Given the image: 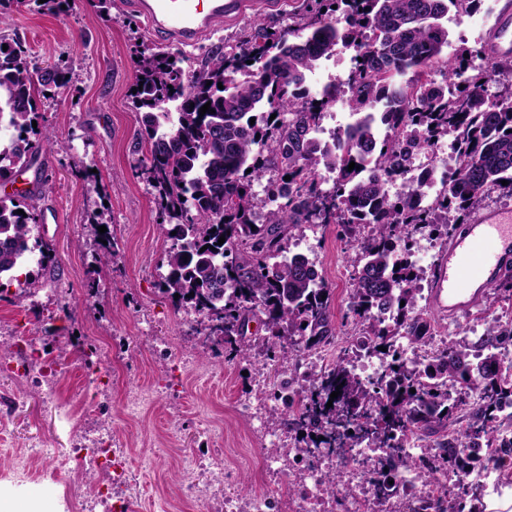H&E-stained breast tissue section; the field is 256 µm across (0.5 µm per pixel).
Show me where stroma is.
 Returning a JSON list of instances; mask_svg holds the SVG:
<instances>
[{"label":"stroma","instance_id":"stroma-1","mask_svg":"<svg viewBox=\"0 0 512 512\" xmlns=\"http://www.w3.org/2000/svg\"><path fill=\"white\" fill-rule=\"evenodd\" d=\"M301 3L249 0L241 13L225 18L183 52L197 60L236 42L259 21L277 29L297 25ZM503 5L504 0H485L469 23L449 24L450 48L483 42ZM115 15L112 22L98 21L89 0H73L64 13L40 10L36 0L0 5V35L19 38L38 66L51 64L71 77L41 108L39 123L53 131V147L16 182L20 189L41 184V211L57 218L35 224L31 232L49 246L56 269L30 291L12 287L0 293V334L38 336L55 351L78 335L105 337L106 351L120 365L99 375L107 409L90 416L87 425L108 428L114 445L123 449L135 476L128 489L131 501L139 512H208L212 502L228 495L251 498L255 466L280 444H300L292 425L267 413L257 420L236 410L256 388L276 392L296 366L202 351L187 334L194 310L175 308L162 293L166 243L154 192L137 174L131 145L140 123L129 97L134 50L156 40L127 0H117ZM100 221L113 226L118 239L119 249L107 262L95 244ZM294 238L307 241V255L330 290L337 336L321 352L332 362L356 329L350 313L356 252L331 226L305 225ZM82 385L81 374L71 373L54 404L40 390L23 389L0 374V414L8 418L0 432V449L7 451L0 466H10L13 453L44 445L66 455L71 438L59 409ZM202 446L221 448L229 473L225 483L213 484L206 472L195 471L194 481L209 487L208 500L195 503L181 494L186 477L180 459ZM49 467L40 461L37 473L14 493L0 492V512H54L63 488L45 477Z\"/></svg>","mask_w":512,"mask_h":512}]
</instances>
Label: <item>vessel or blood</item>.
<instances>
[{
  "label": "vessel or blood",
  "instance_id": "vessel-or-blood-1",
  "mask_svg": "<svg viewBox=\"0 0 512 512\" xmlns=\"http://www.w3.org/2000/svg\"><path fill=\"white\" fill-rule=\"evenodd\" d=\"M161 41L195 44L225 16L239 12L243 0H129ZM489 50L512 52V11H501L490 33ZM512 266V211L493 207L458 226L438 263L433 308L456 316L486 302L490 288Z\"/></svg>",
  "mask_w": 512,
  "mask_h": 512
}]
</instances>
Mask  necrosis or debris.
<instances>
[{"label": "necrosis or debris", "instance_id": "necrosis-or-debris-1", "mask_svg": "<svg viewBox=\"0 0 512 512\" xmlns=\"http://www.w3.org/2000/svg\"><path fill=\"white\" fill-rule=\"evenodd\" d=\"M455 142L438 138L430 143L426 158L409 156L404 171L393 182L394 188L414 186L420 204H427L442 189V180L453 167ZM9 352L0 354V370L23 382L36 383L47 399H55L56 385L73 367H80L87 387L97 384L103 365L102 346L91 347L73 359L41 347L38 337L16 336ZM398 449L364 444L352 456L336 457L301 449L282 448L268 455L258 467L264 484L261 495L242 502L228 497L225 512H417L418 507L445 501L449 479L445 453L423 447L416 433L400 437ZM424 464L441 473L439 481L421 484L410 477L409 463ZM343 470L350 492L328 495L322 486L326 472ZM287 473L289 491L268 483L270 473ZM54 476L63 487V512H134L123 495L127 472L111 439L79 437L61 461Z\"/></svg>", "mask_w": 512, "mask_h": 512}]
</instances>
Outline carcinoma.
Segmentation results:
<instances>
[{
    "label": "carcinoma",
    "mask_w": 512,
    "mask_h": 512,
    "mask_svg": "<svg viewBox=\"0 0 512 512\" xmlns=\"http://www.w3.org/2000/svg\"><path fill=\"white\" fill-rule=\"evenodd\" d=\"M479 2L303 0L306 22L299 28L257 23L196 63L179 50L145 45L134 54L131 98L140 130L133 149L142 155L138 174L155 190L162 219V292L201 316L196 335L246 359L252 350L247 327L256 318L270 362L286 347L298 358L329 344L336 336L329 289L316 281L312 262L288 256L289 240L304 224H334L339 238L358 243L350 311L371 336V350L386 348L382 356L389 361L364 380L349 369L343 350L327 373L307 379L292 420L299 431L323 432L322 444L344 457L365 441L396 448L407 431L448 429L457 408L448 405L450 383L478 384V399L466 412L468 433L491 443L499 434L497 406L508 384L500 349L512 345V321L494 320L479 346L463 341L440 355L428 350L430 319L417 308L421 288L401 258L419 230L449 236L491 193L512 197V59L494 58L484 45L442 57L448 28L441 19L450 9L469 15ZM339 45L354 51L347 108L360 116L383 102L388 127L379 137L363 122L343 151L333 152L320 148L314 131L338 86L309 98L298 85ZM68 82L59 69L32 63L20 41L0 38L1 183L53 144L52 133L33 128L32 120L39 102ZM207 103L210 111L200 114ZM450 125L460 140L450 183L420 208L412 188L391 189L405 135L424 153ZM321 166L336 170L328 190L318 178ZM269 172L274 178L259 200L253 183ZM41 196L36 187L18 198L0 197V279L19 280L33 254L30 225L39 221ZM260 204L265 222L256 225ZM362 224L372 225L368 243L358 240ZM97 237L103 257H113L114 230ZM381 306L394 311L387 325L372 315ZM397 336L424 352L428 381L393 359ZM511 456L512 449L496 447L481 467L499 470ZM454 487L436 512H464L466 500L477 499L472 483Z\"/></svg>",
    "instance_id": "1"
}]
</instances>
